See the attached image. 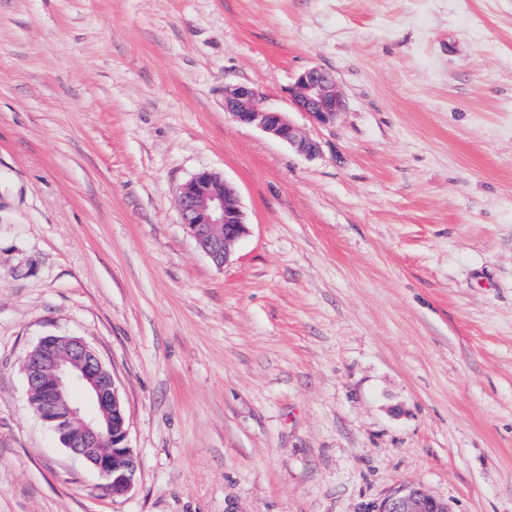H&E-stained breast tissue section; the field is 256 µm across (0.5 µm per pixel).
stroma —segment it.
Instances as JSON below:
<instances>
[{"instance_id":"1","label":"stroma","mask_w":512,"mask_h":512,"mask_svg":"<svg viewBox=\"0 0 512 512\" xmlns=\"http://www.w3.org/2000/svg\"><path fill=\"white\" fill-rule=\"evenodd\" d=\"M334 73L335 123L296 112ZM258 88L308 158L224 110ZM247 223L215 265L178 190ZM83 338L126 407L112 500L29 404ZM512 512V0H0V512ZM293 108L318 124H332L344 110L335 75L320 67L301 72L288 88ZM199 177L207 186L203 191L189 192V185ZM179 209L182 223L200 249L214 264L223 265L246 230L236 189L218 173L199 172L179 188ZM222 227L224 236L218 233ZM373 512H451L448 503L430 494L424 487L405 485L384 498Z\"/></svg>"}]
</instances>
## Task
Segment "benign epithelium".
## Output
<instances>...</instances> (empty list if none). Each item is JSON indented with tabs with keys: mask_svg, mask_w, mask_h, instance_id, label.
<instances>
[{
	"mask_svg": "<svg viewBox=\"0 0 512 512\" xmlns=\"http://www.w3.org/2000/svg\"><path fill=\"white\" fill-rule=\"evenodd\" d=\"M293 108L318 124H332L344 110L335 75L320 67L301 72L288 88ZM224 110L240 124L256 126L298 152L314 157L319 145L301 135L283 112L267 109L259 91L237 84L224 89ZM182 223L200 249L221 266L245 233L236 189L215 172L202 171L179 188ZM224 229L219 234L218 229ZM32 406L71 454L100 476L114 499L125 497L138 472V456L128 444L126 409L112 373L95 350L78 337H44L23 361ZM72 390L83 400L65 407L59 401ZM373 512H452L448 503L424 487L405 485L384 498Z\"/></svg>",
	"mask_w": 512,
	"mask_h": 512,
	"instance_id": "1",
	"label": "benign epithelium"
}]
</instances>
